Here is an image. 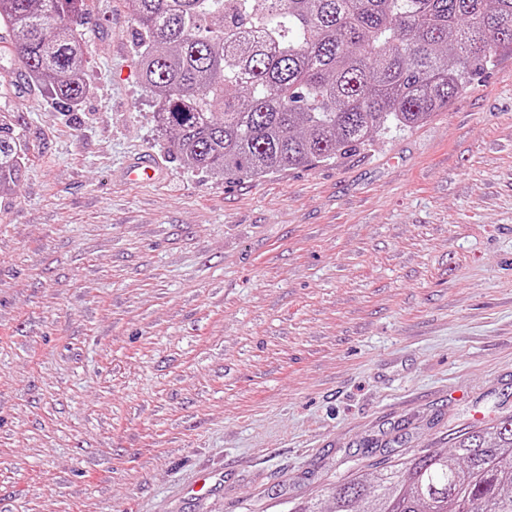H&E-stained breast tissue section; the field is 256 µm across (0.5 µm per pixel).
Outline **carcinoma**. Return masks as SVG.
Returning a JSON list of instances; mask_svg holds the SVG:
<instances>
[{
	"label": "carcinoma",
	"mask_w": 512,
	"mask_h": 512,
	"mask_svg": "<svg viewBox=\"0 0 512 512\" xmlns=\"http://www.w3.org/2000/svg\"><path fill=\"white\" fill-rule=\"evenodd\" d=\"M137 63L177 156L260 178L327 161L448 104L512 51V0H125ZM83 0H0L30 79L69 109L85 96ZM24 146L0 115V192ZM329 512H512V414L455 437L453 454L390 462L336 486Z\"/></svg>",
	"instance_id": "cac0c4a2"
}]
</instances>
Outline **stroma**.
Here are the masks:
<instances>
[{
  "label": "stroma",
  "mask_w": 512,
  "mask_h": 512,
  "mask_svg": "<svg viewBox=\"0 0 512 512\" xmlns=\"http://www.w3.org/2000/svg\"><path fill=\"white\" fill-rule=\"evenodd\" d=\"M124 0L88 91L20 65L0 194V512H292L512 414V52L447 110L261 178L184 164ZM152 154L153 185L123 167ZM24 146L15 134L11 120L0 115V192L12 191L19 183Z\"/></svg>",
  "instance_id": "35a3bbf8"
}]
</instances>
